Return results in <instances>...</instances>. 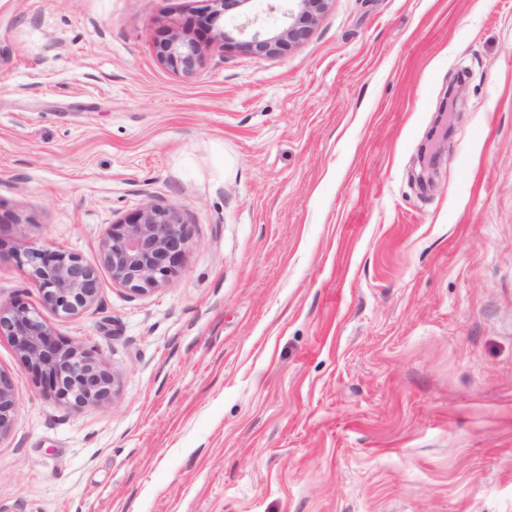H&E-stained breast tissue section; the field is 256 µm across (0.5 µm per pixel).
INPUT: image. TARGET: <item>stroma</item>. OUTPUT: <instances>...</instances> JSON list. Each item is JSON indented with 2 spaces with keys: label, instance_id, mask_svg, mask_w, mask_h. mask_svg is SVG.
<instances>
[{
  "label": "stroma",
  "instance_id": "stroma-1",
  "mask_svg": "<svg viewBox=\"0 0 512 512\" xmlns=\"http://www.w3.org/2000/svg\"><path fill=\"white\" fill-rule=\"evenodd\" d=\"M199 8L0 0V303L42 306L17 249L78 253L97 301L43 317L117 376L75 410L0 339V512H512V0H331L174 72ZM149 204L191 237L133 296L100 245ZM158 60L173 71L192 73L202 62V47L187 28L174 25L167 37L156 43ZM17 406L15 382L0 369V439L10 432Z\"/></svg>",
  "mask_w": 512,
  "mask_h": 512
}]
</instances>
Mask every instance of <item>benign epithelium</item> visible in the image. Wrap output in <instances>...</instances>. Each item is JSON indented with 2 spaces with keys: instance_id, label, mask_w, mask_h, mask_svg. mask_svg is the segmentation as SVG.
Masks as SVG:
<instances>
[{
  "instance_id": "1",
  "label": "benign epithelium",
  "mask_w": 512,
  "mask_h": 512,
  "mask_svg": "<svg viewBox=\"0 0 512 512\" xmlns=\"http://www.w3.org/2000/svg\"><path fill=\"white\" fill-rule=\"evenodd\" d=\"M251 0H209L194 23L224 48L258 57L281 56L306 42L331 0H282L267 15L280 14L270 33L266 19L245 10ZM158 60L189 74L202 62V47L187 28L175 25L156 42ZM190 228L175 210L148 205L112 225L101 244V260L112 283L146 295L169 282L184 262ZM16 263L38 288L43 306L55 315H78L95 302L100 288L95 268L77 253L25 247ZM0 335L7 337L25 368L45 390L72 408L99 404L115 392L116 375L93 351L59 340L42 314L23 302L0 304ZM18 406L16 385L0 370V439L11 429Z\"/></svg>"
}]
</instances>
